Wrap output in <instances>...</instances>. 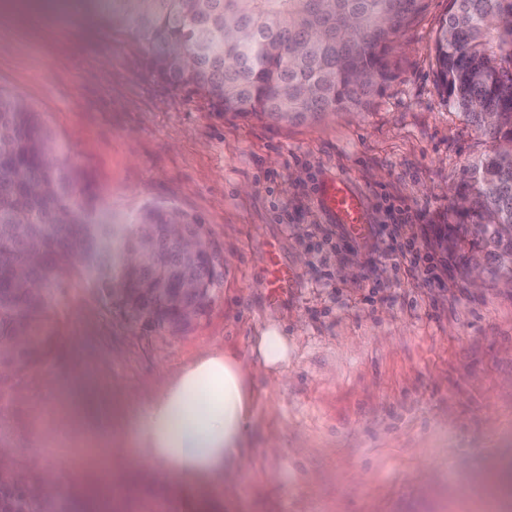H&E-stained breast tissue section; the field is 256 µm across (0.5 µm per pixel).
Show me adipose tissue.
<instances>
[{"label": "adipose tissue", "instance_id": "1", "mask_svg": "<svg viewBox=\"0 0 512 512\" xmlns=\"http://www.w3.org/2000/svg\"><path fill=\"white\" fill-rule=\"evenodd\" d=\"M251 379L241 362L225 353L204 357L157 395L129 410L105 394L73 390L71 411L87 437L135 448L144 466L138 483L162 477L192 495V512H209L211 488L235 496L243 452L254 429Z\"/></svg>", "mask_w": 512, "mask_h": 512}]
</instances>
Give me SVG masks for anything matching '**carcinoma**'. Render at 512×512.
<instances>
[{"label":"carcinoma","instance_id":"cac0c4a2","mask_svg":"<svg viewBox=\"0 0 512 512\" xmlns=\"http://www.w3.org/2000/svg\"><path fill=\"white\" fill-rule=\"evenodd\" d=\"M425 0H108L151 71L217 112L301 124L366 107L389 80L392 37ZM437 85L490 143L466 169L458 214L472 220L491 273L512 281V0H449L435 37ZM38 114L0 89V385L42 361L58 336L48 315L72 263L110 310L178 336L214 297L186 303L187 264L170 225L201 220L147 206L127 224H95L94 197ZM50 497L0 473V512H45Z\"/></svg>","mask_w":512,"mask_h":512}]
</instances>
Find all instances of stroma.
<instances>
[{"label":"stroma","mask_w":512,"mask_h":512,"mask_svg":"<svg viewBox=\"0 0 512 512\" xmlns=\"http://www.w3.org/2000/svg\"><path fill=\"white\" fill-rule=\"evenodd\" d=\"M448 0L425 8L388 50L391 77L366 108L300 125L213 111L152 74L127 28L71 12L0 6V87L31 105L96 196L99 221L147 203L196 216L223 262L217 298L182 335L141 332L108 313L78 273L49 323L61 346L0 394V448L76 508L92 456L65 390L97 385L135 406L191 362L233 353L252 374L256 424L235 500L216 512H488L489 472L512 458V288L461 259L474 234L453 196L489 144L440 92L434 39ZM344 176L371 223L422 214L439 280L373 239L341 242L322 204ZM294 275L270 300V256ZM278 329L280 370L255 347ZM134 449H112L99 496L112 512H188L163 483L133 487Z\"/></svg>","instance_id":"1"}]
</instances>
